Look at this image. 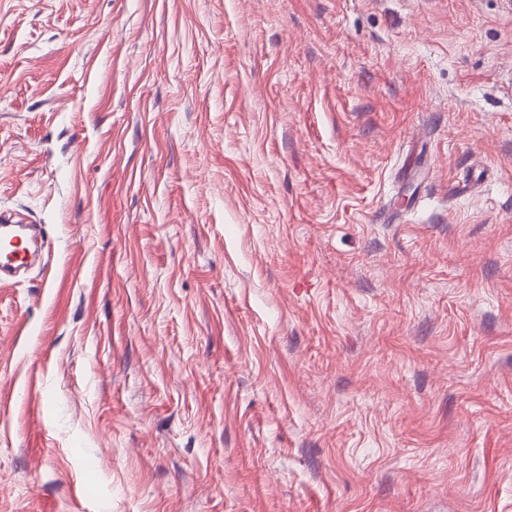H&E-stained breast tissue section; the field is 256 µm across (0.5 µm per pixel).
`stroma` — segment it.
<instances>
[{
    "mask_svg": "<svg viewBox=\"0 0 512 512\" xmlns=\"http://www.w3.org/2000/svg\"><path fill=\"white\" fill-rule=\"evenodd\" d=\"M0 512H512V0H0Z\"/></svg>",
    "mask_w": 512,
    "mask_h": 512,
    "instance_id": "35a3bbf8",
    "label": "stroma"
}]
</instances>
